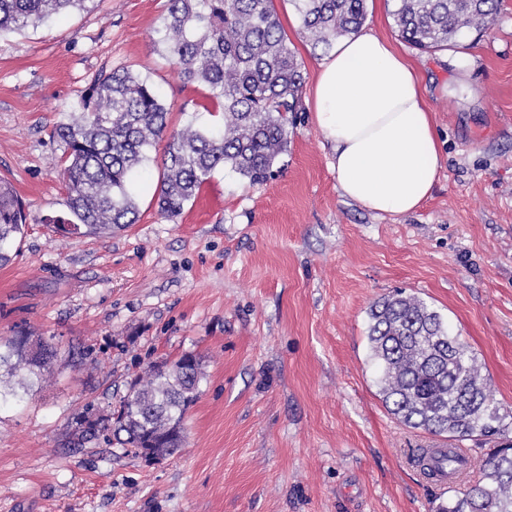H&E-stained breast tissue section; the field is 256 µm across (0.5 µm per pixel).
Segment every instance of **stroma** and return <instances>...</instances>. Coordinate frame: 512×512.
Here are the masks:
<instances>
[{"label":"stroma","mask_w":512,"mask_h":512,"mask_svg":"<svg viewBox=\"0 0 512 512\" xmlns=\"http://www.w3.org/2000/svg\"><path fill=\"white\" fill-rule=\"evenodd\" d=\"M273 4L304 76L273 177L215 171L170 220L153 151L133 178L136 224L107 236L49 223L68 214L53 130L95 78L147 77L173 130L216 124L222 100L183 84L157 44L166 0H85L0 35V179L27 214L0 267V337L57 349L52 382L0 406V512H434L443 492L413 456L448 440L388 411L368 357L369 308L399 288L476 354L512 435V0L435 51L401 38L388 0H366L364 30L416 67L441 145L431 198L404 216L341 195L308 104L324 54L293 0ZM186 353L206 378L179 453L70 443L86 406L109 413L137 373Z\"/></svg>","instance_id":"35a3bbf8"}]
</instances>
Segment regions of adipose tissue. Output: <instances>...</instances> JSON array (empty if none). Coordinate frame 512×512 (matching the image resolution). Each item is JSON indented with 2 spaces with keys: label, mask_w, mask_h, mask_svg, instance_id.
<instances>
[{
  "label": "adipose tissue",
  "mask_w": 512,
  "mask_h": 512,
  "mask_svg": "<svg viewBox=\"0 0 512 512\" xmlns=\"http://www.w3.org/2000/svg\"><path fill=\"white\" fill-rule=\"evenodd\" d=\"M312 102L344 197L405 215L431 196L441 169L431 112L418 71L389 39H337L316 71Z\"/></svg>",
  "instance_id": "obj_1"
}]
</instances>
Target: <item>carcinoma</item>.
<instances>
[{
  "label": "carcinoma",
  "mask_w": 512,
  "mask_h": 512,
  "mask_svg": "<svg viewBox=\"0 0 512 512\" xmlns=\"http://www.w3.org/2000/svg\"><path fill=\"white\" fill-rule=\"evenodd\" d=\"M85 0H0V33L22 30ZM272 0H168L158 44L185 84L224 99L223 121L167 132L168 110L155 86L129 70L99 76L81 111L57 125L64 144L62 175L70 218L50 219L69 234L110 235L138 219L131 190L136 169L165 142L156 195L159 213L178 217L202 182L230 168L252 184L271 177L288 150V114L298 111L301 65L271 6ZM303 32L325 52L359 31L366 0H294ZM495 0H395L401 36L418 49H441L493 20ZM26 216L12 186L0 180V266L11 262ZM369 357L389 412L404 425L453 440L503 432L501 407L487 389L477 357L448 333L439 312L415 295L397 292L368 311ZM56 350L21 331L0 337V403L21 397L52 376ZM204 379L201 358L186 353L152 366L129 384L113 414L121 432L90 410L74 417L78 442L111 436L147 458L172 456L183 445L187 409ZM436 512H512V444L494 449L480 477L448 488Z\"/></svg>",
  "instance_id": "carcinoma-1"
}]
</instances>
